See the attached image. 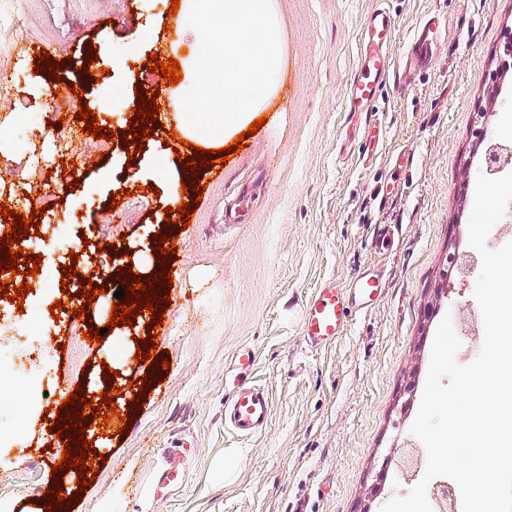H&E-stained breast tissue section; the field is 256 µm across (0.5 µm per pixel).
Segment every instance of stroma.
I'll return each instance as SVG.
<instances>
[{"mask_svg":"<svg viewBox=\"0 0 512 512\" xmlns=\"http://www.w3.org/2000/svg\"><path fill=\"white\" fill-rule=\"evenodd\" d=\"M373 2L274 0L283 53L262 108L267 121L223 178L202 176L190 225L171 236L176 275L155 339L168 357L164 370L135 357L143 324L116 325L100 343L84 339L90 326L109 322L114 295L93 301L87 323L68 311L53 317L50 307L60 298V267L90 274L103 245L129 251L136 270L154 266L149 237L167 207L181 204L182 187L169 93L146 61L173 41L185 61L195 42L165 31L171 0H49L42 9L8 0L17 24L0 27V128L9 137L0 203L25 181L55 185L39 218L45 237L23 248L42 258L32 290L23 306L0 305V512H42L51 502L41 463L59 458L63 445L48 433L45 410L59 404L60 390L78 385L93 394L105 365L121 376L119 415L134 393L144 406L130 426L112 418L113 437L89 432L105 462L86 491L62 480L68 512H97L104 499L112 512H359L395 435L411 434L415 417H400L397 400L409 382H426L437 329L427 312L445 257L470 248L474 116L493 108L488 129L498 139L512 124V104H490L488 95L512 39V0H388L395 53L426 15L443 27L437 55L413 72L408 89L390 85L378 97L382 157L363 158L365 117L348 112L347 91ZM47 43L64 63L57 81L33 69L35 48ZM103 67L107 75L93 80ZM141 90L157 91L169 118L142 152L118 137L101 150L75 120L84 100L99 125L127 129ZM56 113L64 120L54 125ZM68 141L96 160L76 177L58 164ZM383 225L395 237L378 250L372 238ZM369 267L386 279L383 300L354 315L335 346L308 349L301 299L324 278L345 281ZM26 344L36 351L23 363ZM243 344L256 350L254 378L272 398L269 428L252 439L224 429V366ZM145 375L150 389L137 390ZM181 441L184 485L157 487L163 449ZM225 455L239 463L219 479L213 464Z\"/></svg>","mask_w":512,"mask_h":512,"instance_id":"1","label":"stroma"}]
</instances>
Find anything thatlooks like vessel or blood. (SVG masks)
<instances>
[{"mask_svg": "<svg viewBox=\"0 0 512 512\" xmlns=\"http://www.w3.org/2000/svg\"><path fill=\"white\" fill-rule=\"evenodd\" d=\"M439 29L437 17L425 18L404 48L407 61L422 64L431 61L434 35ZM396 19L387 0H376L364 18L355 60V76L348 89V109L369 111L379 89L396 82L394 61ZM384 293L379 270L367 269L350 281L323 279L300 305L301 335L313 350L336 344L350 329L353 312L365 313L380 302ZM256 351L252 346L239 347L232 356V368L224 373V426L240 437L253 438L266 432L271 416L268 392L252 378ZM185 450H168L162 468L156 474L159 485L181 487L186 475Z\"/></svg>", "mask_w": 512, "mask_h": 512, "instance_id": "b4317fda", "label": "vessel or blood"}]
</instances>
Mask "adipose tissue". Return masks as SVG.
Returning a JSON list of instances; mask_svg holds the SVG:
<instances>
[{
  "instance_id": "obj_1",
  "label": "adipose tissue",
  "mask_w": 512,
  "mask_h": 512,
  "mask_svg": "<svg viewBox=\"0 0 512 512\" xmlns=\"http://www.w3.org/2000/svg\"><path fill=\"white\" fill-rule=\"evenodd\" d=\"M181 30L199 50L185 62L191 88L181 130L205 149L232 140L260 112L282 59L273 0H185Z\"/></svg>"
}]
</instances>
